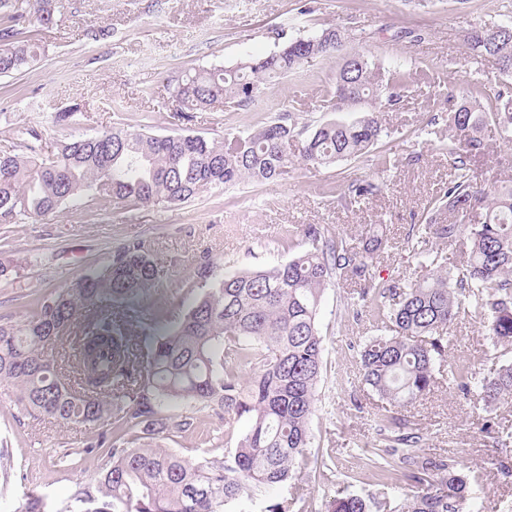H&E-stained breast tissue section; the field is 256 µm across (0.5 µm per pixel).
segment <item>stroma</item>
<instances>
[{
	"label": "stroma",
	"instance_id": "35a3bbf8",
	"mask_svg": "<svg viewBox=\"0 0 512 512\" xmlns=\"http://www.w3.org/2000/svg\"><path fill=\"white\" fill-rule=\"evenodd\" d=\"M511 18L512 0H62L56 23L31 25L39 62L0 77V153L22 154L35 143L40 155L54 154L58 112L72 113L75 130L87 135L125 118L156 135L218 140L252 128L281 103L300 110L306 122L332 119L320 90L336 71L335 57L264 81L249 111L222 99L179 118L171 91L186 71L228 67L276 49L282 40L337 26L345 30L344 52L363 51L382 68L401 65L411 76L386 115L381 149L390 169L371 154L329 167L298 162L277 181L221 186L180 205L104 210L83 198L43 220L0 216V315L25 319L28 300L64 288L135 239L158 269L144 304L174 315L203 295L201 265H209L217 279L228 270L286 262L306 249L305 238L290 233L305 224L322 225L354 244L370 225H379L388 241L378 265L381 278L430 277L435 267L420 265L406 238L453 172L450 157L438 148L448 135V98L477 81L486 105L504 87L494 61L469 57L466 37L475 24ZM89 28L104 29V37L86 39ZM470 174L488 189L512 181V141L491 133L484 153L471 160ZM354 179L383 189L358 202L337 192V185ZM318 328L325 352L311 450H330L332 458L324 472L296 470L293 481L305 489L300 512H320L326 498L343 490L373 496L382 512H393L400 488L364 465L374 452L372 419L381 401L361 383L357 352L376 329L344 280L326 288ZM497 354L480 314L454 323L448 364H467L481 377ZM407 418L423 436L425 453L448 456L458 470L479 471L469 488L470 512H501L512 504V450L495 442L496 422L512 421V401L486 411L445 379ZM111 432L107 423L67 424L20 413L7 384L0 383V449L13 464L8 472L0 468V512H25L33 495L42 498L45 512H86L78 493L95 490L106 451L83 452V442ZM67 452L77 455L69 469L60 464Z\"/></svg>",
	"mask_w": 512,
	"mask_h": 512
}]
</instances>
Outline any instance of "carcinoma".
I'll list each match as a JSON object with an SVG mask.
<instances>
[{
	"label": "carcinoma",
	"mask_w": 512,
	"mask_h": 512,
	"mask_svg": "<svg viewBox=\"0 0 512 512\" xmlns=\"http://www.w3.org/2000/svg\"><path fill=\"white\" fill-rule=\"evenodd\" d=\"M56 0H37V21L55 20ZM338 27L298 37L260 59L231 68L184 74L173 90L178 111L203 110L220 99L250 108L266 78L340 51ZM473 58H491L512 77V19L474 27L466 39ZM28 12L20 0H0V77L39 60ZM410 73L381 72L363 54L345 57L324 86L323 98L343 118L298 126L296 109L282 108L266 122L222 141L201 135H151L132 125L94 136L70 133L55 154L40 160L0 153V214L43 218L85 196L107 209L114 203H184L214 186L273 181L296 160L328 167L372 151L385 133L382 114ZM472 87L448 108V138L439 149L454 173L409 236L451 240L468 231L467 260L431 279L406 286L376 279L386 241L369 234L362 245L301 227L309 247L268 269L224 273L169 327L166 311L139 305L158 270L139 242L124 245L106 263L70 285L36 299L28 317H0V382L15 388L14 403L29 414L66 423L112 422L107 463L96 474L99 497L90 512H224L263 487L292 479L309 463L310 422L321 374L323 342L317 327L321 297L333 277L349 282L351 298L369 309L381 334L360 346L362 383L388 405L374 427L377 452L368 466L390 477L397 469L419 487L402 494L399 512H465L469 477L444 456L423 452V437L402 412L425 399L444 376L447 331L468 309L488 320L496 347H512V184L486 191L469 174L471 157L486 147L484 130L512 133V95L500 91L484 109ZM360 199L381 192L366 180L346 185ZM451 222H440L442 214ZM250 372L247 384L241 376ZM465 396L484 408L512 398V363L494 364L480 381L465 368L450 369ZM193 401L243 421L230 444L200 430L206 445L190 462L139 441L167 431L197 428L168 413L173 402ZM291 496L264 512H293ZM374 502L354 492L326 500L324 512H372Z\"/></svg>",
	"instance_id": "obj_1"
}]
</instances>
